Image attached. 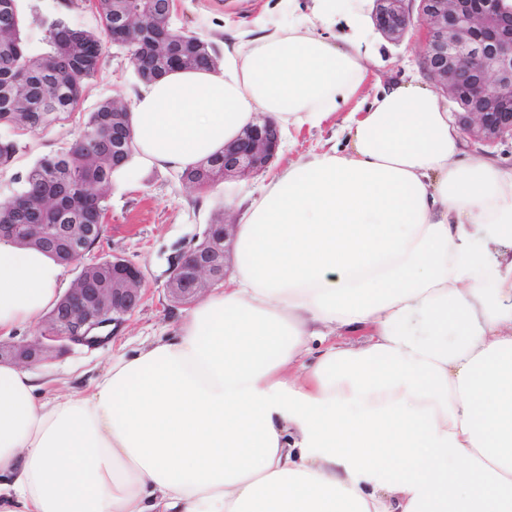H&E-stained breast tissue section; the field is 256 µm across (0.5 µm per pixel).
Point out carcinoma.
Here are the masks:
<instances>
[{"mask_svg":"<svg viewBox=\"0 0 512 512\" xmlns=\"http://www.w3.org/2000/svg\"><path fill=\"white\" fill-rule=\"evenodd\" d=\"M165 0H97V30L76 28L59 17L49 25L50 51L36 54L24 37L25 22L16 0H0V26L9 30L0 46V130L32 133L47 130L79 107L86 86L96 78L104 43L112 41V16L150 14L164 19ZM163 41L181 50L182 68H208L219 64L211 44L197 34L163 24ZM96 55L80 67L75 62L85 51ZM139 76L145 81L172 71L170 59L152 52L147 43L133 51ZM127 131L125 158L132 153L133 136L127 111L114 112L105 100L89 113L75 141L66 149L38 160L18 177L21 188L0 202V224H20L21 215L32 224H101L109 209L112 186V127ZM17 151L16 141L0 137V168H7ZM223 173V164L206 159L180 177L196 189L211 186ZM90 288L112 287V257L91 263L84 271Z\"/></svg>","mask_w":512,"mask_h":512,"instance_id":"1","label":"carcinoma"}]
</instances>
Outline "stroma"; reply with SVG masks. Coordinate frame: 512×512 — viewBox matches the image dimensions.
<instances>
[{"mask_svg": "<svg viewBox=\"0 0 512 512\" xmlns=\"http://www.w3.org/2000/svg\"><path fill=\"white\" fill-rule=\"evenodd\" d=\"M17 6L25 20V37L37 53L47 51V27L56 18H65L77 28L98 26V17L86 0H17ZM310 6L311 0H175L172 23L195 32L220 50L224 47L225 20L251 28L276 21L291 9L308 11ZM374 47L383 64L371 69L361 97L372 96L378 85L423 75L424 42L417 29H410L398 41L377 36ZM138 83L127 52L107 46L101 69L87 87L77 111L61 125L17 136L14 160L0 170V201L18 189L19 176L40 158L68 147L99 102L116 98L132 105V93ZM345 117V112H337L321 127L293 135L282 159L297 158L337 137ZM135 181L132 189L113 187L104 232L86 253L85 260L92 263L112 254L129 258L143 271L147 295L131 316L114 327L111 339L105 343L92 348L73 346L42 363L43 372L66 378L77 388L81 387L84 375L100 373L110 357L131 351L147 338L175 335L187 313L186 308L171 306L165 295V285L177 257L201 239L208 224L225 215V193L250 194L260 188L263 178L257 175L196 190L185 185L175 173L155 168L138 172Z\"/></svg>", "mask_w": 512, "mask_h": 512, "instance_id": "1", "label": "stroma"}]
</instances>
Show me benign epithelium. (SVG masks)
I'll use <instances>...</instances> for the list:
<instances>
[{"label": "benign epithelium", "instance_id": "1", "mask_svg": "<svg viewBox=\"0 0 512 512\" xmlns=\"http://www.w3.org/2000/svg\"><path fill=\"white\" fill-rule=\"evenodd\" d=\"M373 21L391 40L401 39L412 23L425 34L423 64L444 93L457 101L456 123L471 140L493 146L512 138V9L502 0H374ZM113 27L122 33L115 45L133 47L152 30L151 19L120 17ZM469 87L472 94L462 95ZM280 142L278 125L267 118L246 128L224 148V179H245L264 172L275 160ZM232 224H210L200 244L190 247L166 283L168 300L193 305L227 273L221 259H229ZM141 268L120 255L112 256V287L69 288L54 307L66 315V328L33 340L0 342V363L45 362L57 343L94 347L99 332L121 324L142 304Z\"/></svg>", "mask_w": 512, "mask_h": 512}]
</instances>
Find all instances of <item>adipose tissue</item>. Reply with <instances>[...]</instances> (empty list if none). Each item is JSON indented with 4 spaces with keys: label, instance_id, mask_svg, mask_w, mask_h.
I'll return each mask as SVG.
<instances>
[{
    "label": "adipose tissue",
    "instance_id": "obj_1",
    "mask_svg": "<svg viewBox=\"0 0 512 512\" xmlns=\"http://www.w3.org/2000/svg\"><path fill=\"white\" fill-rule=\"evenodd\" d=\"M366 6L313 0L234 35L223 67L141 86L115 180L185 170L262 117L321 126L374 61ZM346 132L265 179L232 276L175 335L54 396L0 364V512H512V167L464 156L417 77ZM63 274L0 242V340Z\"/></svg>",
    "mask_w": 512,
    "mask_h": 512
}]
</instances>
